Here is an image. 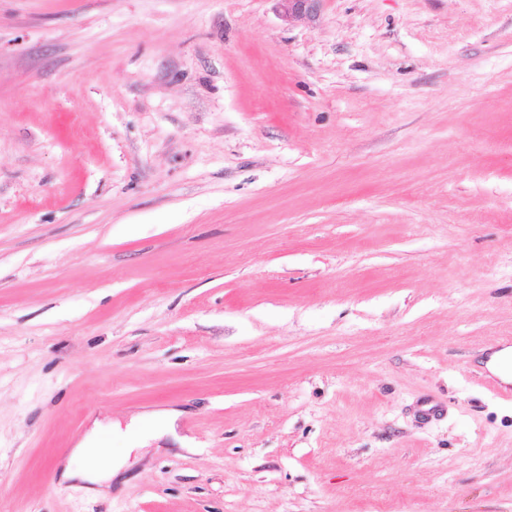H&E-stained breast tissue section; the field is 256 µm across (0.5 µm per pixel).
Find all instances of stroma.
<instances>
[{"label":"stroma","instance_id":"stroma-1","mask_svg":"<svg viewBox=\"0 0 512 512\" xmlns=\"http://www.w3.org/2000/svg\"><path fill=\"white\" fill-rule=\"evenodd\" d=\"M511 343L512 0H0V512H512ZM281 2L283 17L287 20L315 18L324 0H278ZM184 413L180 410L166 409L138 416L128 429V438L132 445H138L146 439L171 434L180 448H189L193 439L185 435L180 436L176 432V422ZM104 451L102 448V430L98 421L94 422V427L83 438H81L71 449L66 462L60 469V479L62 482L80 480L97 485L99 488L93 490L97 496H105L111 488V481L116 475L119 467L112 461L107 466H99L94 460L101 456ZM75 459H82L83 464L77 466Z\"/></svg>","mask_w":512,"mask_h":512}]
</instances>
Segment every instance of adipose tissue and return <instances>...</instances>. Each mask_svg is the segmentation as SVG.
Masks as SVG:
<instances>
[{
    "label": "adipose tissue",
    "instance_id": "1",
    "mask_svg": "<svg viewBox=\"0 0 512 512\" xmlns=\"http://www.w3.org/2000/svg\"><path fill=\"white\" fill-rule=\"evenodd\" d=\"M180 413L175 409L155 411L134 419L128 429V438L132 444H140L149 438L173 434L181 447H189L192 440L188 436H177L176 422ZM103 453L102 430L93 427L71 449L69 458L60 469L61 481L80 480L97 485L98 495H107L111 481L118 471L116 463L98 465L96 459Z\"/></svg>",
    "mask_w": 512,
    "mask_h": 512
}]
</instances>
